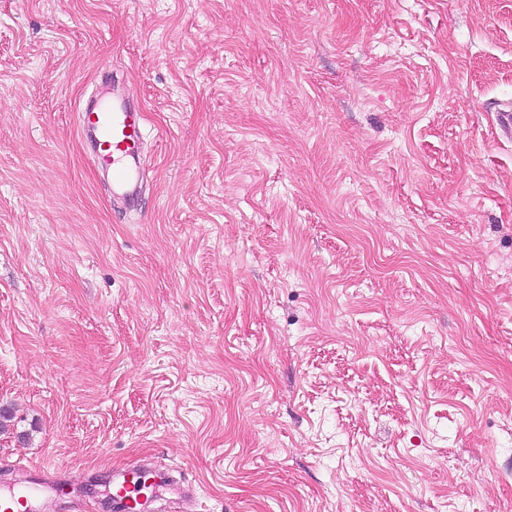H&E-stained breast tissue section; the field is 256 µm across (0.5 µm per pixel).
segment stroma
Masks as SVG:
<instances>
[{"instance_id":"obj_1","label":"stroma","mask_w":512,"mask_h":512,"mask_svg":"<svg viewBox=\"0 0 512 512\" xmlns=\"http://www.w3.org/2000/svg\"><path fill=\"white\" fill-rule=\"evenodd\" d=\"M145 111L141 209L76 113ZM512 0H0V488L512 512ZM152 480L149 485L145 482ZM158 477L149 471L124 469L112 480V502L114 509L120 512H137L140 495L153 490L157 485Z\"/></svg>"}]
</instances>
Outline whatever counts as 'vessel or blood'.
<instances>
[{
    "mask_svg": "<svg viewBox=\"0 0 512 512\" xmlns=\"http://www.w3.org/2000/svg\"><path fill=\"white\" fill-rule=\"evenodd\" d=\"M115 82L114 75H107L103 85L90 93L77 123L84 144L110 181L113 200L132 212L139 209L143 191L139 149L145 120L141 107L132 106L128 98L107 94V86ZM151 477V472L133 469L117 474L111 492L115 512H137ZM65 488L64 482L51 477L49 467H39L28 484L0 491V512H44L46 499L64 496Z\"/></svg>",
    "mask_w": 512,
    "mask_h": 512,
    "instance_id": "obj_1",
    "label": "vessel or blood"
}]
</instances>
